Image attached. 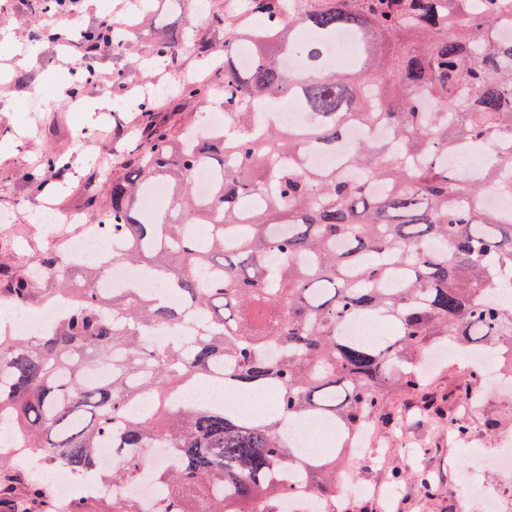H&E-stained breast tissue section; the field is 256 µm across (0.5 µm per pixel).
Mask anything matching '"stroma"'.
Wrapping results in <instances>:
<instances>
[{"label":"stroma","instance_id":"stroma-1","mask_svg":"<svg viewBox=\"0 0 512 512\" xmlns=\"http://www.w3.org/2000/svg\"><path fill=\"white\" fill-rule=\"evenodd\" d=\"M146 4L150 19L142 24L129 50L116 57L109 49H101L98 79L83 84L70 101L54 90L55 83L65 80L76 63L63 40L38 39L35 55L21 64L0 51V142L13 145L10 152L0 154L1 271L27 278L36 256L48 250L65 252L64 237L74 232V225L51 232L39 224L38 217L51 203L65 210L83 208L85 180L97 170L98 156L106 154L111 132L129 126L143 88L169 80L168 75L144 66L146 51L167 28L181 29L190 40L211 37L223 44V33L213 32L207 16L223 10L224 0H146ZM45 7L46 0H0V36H9L16 48H23ZM117 72L125 73L127 80L112 109L83 112V101L103 95L99 78ZM47 150L67 163L64 178L49 194L25 178ZM465 358V352H457L428 374L426 391L437 396L454 394L456 409L467 412V443L449 446L447 425L423 411L419 396L388 398L395 415L404 418L410 439L432 447L429 456L415 460V467L432 470L441 480L440 495L430 501L415 484H405L403 512H475L457 475L472 471L479 458L497 454L506 437L502 423L512 414V372L506 374L507 388L483 387L481 396L470 401L463 387L473 366Z\"/></svg>","mask_w":512,"mask_h":512}]
</instances>
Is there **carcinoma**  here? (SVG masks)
I'll use <instances>...</instances> for the list:
<instances>
[{
	"label": "carcinoma",
	"instance_id": "obj_1",
	"mask_svg": "<svg viewBox=\"0 0 512 512\" xmlns=\"http://www.w3.org/2000/svg\"><path fill=\"white\" fill-rule=\"evenodd\" d=\"M247 24L227 11L210 14L224 47L185 44L167 32L149 52L170 66L187 49L200 61L224 52L215 85L223 89L230 127L219 136L177 134L153 121L151 100L117 150L119 169L85 187L88 207L112 240V264L152 268L179 295L134 288H73L72 307L53 329L0 335V425L46 468L79 482L94 472L100 448H174L178 465L149 466L125 455L107 480L127 486L150 472L168 499L159 512H289L286 483L298 478L320 504L338 512L336 460L384 413L386 394L421 393L412 365L431 346L460 347L497 339L512 360V215L479 205L490 189L512 196V10L501 0H245ZM347 32L358 53L337 70L325 46ZM82 48L71 77L82 80L106 45L127 47L115 31L73 32ZM252 41L246 69L234 44ZM295 56L300 71L285 61ZM187 99H208L210 85H177ZM280 99L310 116L284 129L259 114ZM351 124L383 127L385 140L346 141ZM491 148L475 172L448 167V155ZM334 156L312 168L311 154ZM212 176L203 200L194 178ZM62 166L52 154L27 174L49 185ZM154 182L168 199L152 216L137 206ZM202 224L206 234L195 228ZM436 244L433 249L426 248ZM283 262L268 267V254ZM34 279H15L0 296L26 307L37 281L60 278L61 258L37 257ZM390 320L392 335L348 336L350 320ZM279 349L277 359L268 355ZM211 376L225 389L270 391L272 408L257 417L198 401L169 405L178 388ZM142 398L153 410L128 412ZM426 411L468 438L464 418L423 401ZM318 419L337 435L334 460L296 456L286 438L292 420ZM396 484L417 482L430 499L436 478L407 466ZM110 512H151L133 493L110 496ZM0 512H84L82 500L60 499L43 475L0 447Z\"/></svg>",
	"mask_w": 512,
	"mask_h": 512
}]
</instances>
